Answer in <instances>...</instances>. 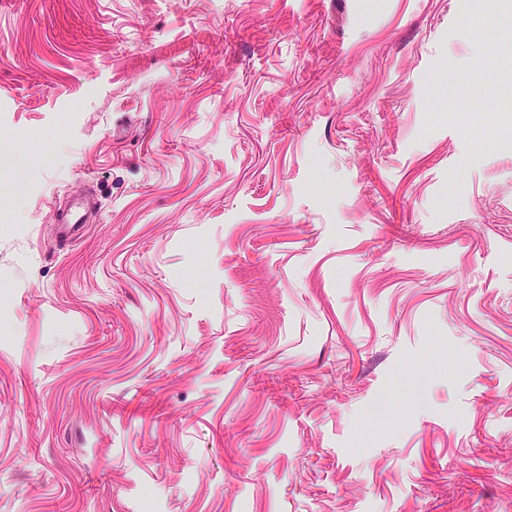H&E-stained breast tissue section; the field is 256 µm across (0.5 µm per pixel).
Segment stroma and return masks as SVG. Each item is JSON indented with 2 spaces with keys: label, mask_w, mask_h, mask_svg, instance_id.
I'll list each match as a JSON object with an SVG mask.
<instances>
[{
  "label": "stroma",
  "mask_w": 512,
  "mask_h": 512,
  "mask_svg": "<svg viewBox=\"0 0 512 512\" xmlns=\"http://www.w3.org/2000/svg\"><path fill=\"white\" fill-rule=\"evenodd\" d=\"M509 101L512 0H0V512H512ZM87 207V196L78 195L69 198L66 204V214L57 225V233L65 238L80 237L84 224H87L85 219Z\"/></svg>",
  "instance_id": "35a3bbf8"
}]
</instances>
